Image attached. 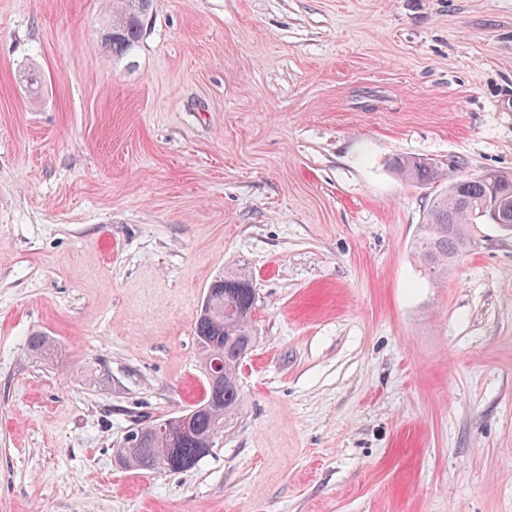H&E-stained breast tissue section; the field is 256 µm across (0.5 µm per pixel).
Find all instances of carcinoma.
Wrapping results in <instances>:
<instances>
[{
	"mask_svg": "<svg viewBox=\"0 0 512 512\" xmlns=\"http://www.w3.org/2000/svg\"><path fill=\"white\" fill-rule=\"evenodd\" d=\"M151 0H117L116 11L106 21L105 47L122 53L139 42L142 17ZM399 174L420 186L443 183L425 212L413 243L424 272L439 278L457 257L474 242L475 228L484 223L482 209L491 194L485 174L451 175L436 165L416 159L394 162ZM211 309L201 312L194 324V335L202 374L211 362L224 361V375L214 385H205L207 406L192 407L194 435L185 437L176 424L160 432L154 422H134L145 447L133 451L127 466L145 473L178 472L185 464H197L203 448L216 426L232 427L238 414L241 393L237 371L252 350L256 336L253 329L256 292L253 282L241 267H227L209 286Z\"/></svg>",
	"mask_w": 512,
	"mask_h": 512,
	"instance_id": "1",
	"label": "carcinoma"
}]
</instances>
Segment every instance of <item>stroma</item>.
Instances as JSON below:
<instances>
[{"label": "stroma", "mask_w": 512, "mask_h": 512, "mask_svg": "<svg viewBox=\"0 0 512 512\" xmlns=\"http://www.w3.org/2000/svg\"><path fill=\"white\" fill-rule=\"evenodd\" d=\"M110 5L0 0V512H512V235L428 278L392 167L512 174V0H153L120 54ZM234 263L232 427L121 466Z\"/></svg>", "instance_id": "1"}]
</instances>
